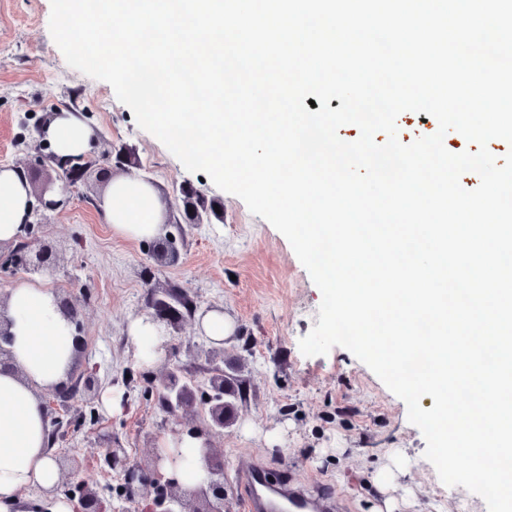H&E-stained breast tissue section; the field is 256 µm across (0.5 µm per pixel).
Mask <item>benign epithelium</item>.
<instances>
[{"instance_id": "1", "label": "benign epithelium", "mask_w": 512, "mask_h": 512, "mask_svg": "<svg viewBox=\"0 0 512 512\" xmlns=\"http://www.w3.org/2000/svg\"><path fill=\"white\" fill-rule=\"evenodd\" d=\"M55 267L52 253L41 245L31 249V242L19 241L13 245H0V274L22 268L30 273H42ZM64 316L74 325L75 333H80L78 322V296L58 299ZM148 307L152 310L151 317L168 325L175 324L182 318L179 302L171 290H153ZM12 338L4 319L0 316V369L12 365L10 345ZM197 354L213 363V369L207 378L206 386H201L192 379L185 377L181 369L167 365L159 379L156 395L162 410L168 416L183 420L190 407L197 405L199 410L195 417L183 420V427L175 429L172 434L180 436L184 433L204 439L202 453L207 465L208 478L205 484L192 492L183 491L173 477L163 479L160 467L165 456L161 450L155 452V468L141 470L137 467L125 470L126 492L133 498L144 490L153 495L151 507L146 512H229L227 495L224 489V458L212 444V438L224 434V384L231 378L224 374V347L221 343H202L196 347ZM73 397L70 387L55 391V399L44 402L47 416L51 417L53 429L51 442H56L61 429L76 430L86 423V415L75 411L68 420L57 416L60 406H65ZM77 512H105L99 493L88 486L78 488Z\"/></svg>"}]
</instances>
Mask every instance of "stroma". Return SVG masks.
I'll return each instance as SVG.
<instances>
[{"mask_svg": "<svg viewBox=\"0 0 512 512\" xmlns=\"http://www.w3.org/2000/svg\"><path fill=\"white\" fill-rule=\"evenodd\" d=\"M50 14L51 0H0V164L22 170L33 193L46 187L63 199L34 234L58 256L52 288L84 295L78 321L85 347L68 382L77 388L74 405L95 420L53 446L64 466L60 483L76 473L108 512H141L145 497H126L125 472L109 466L103 450L118 448L127 464L152 468L154 439L176 425L157 402L156 378L172 362L206 380L211 365L193 347L204 339L201 316L218 310L234 326L224 340V370L243 389L233 425L213 440L224 454L227 492L235 490L240 463L257 460L275 474L289 468L299 483L329 485L338 512H382L389 499L398 512H437L441 505L487 512L479 496L440 481L405 403L367 365L340 346L319 356L301 353L322 295L289 241L239 197L188 172L137 125L108 83L70 67L51 36ZM57 112L73 113L95 135L84 178L73 187L58 181L53 150L39 134ZM126 174L159 190L176 261L164 256L161 238L113 235L102 204L112 179ZM185 189L204 201L202 223L187 219ZM157 288L183 292L189 306L167 329L159 358L146 364L127 326L147 314ZM88 373L97 379L92 393L78 386ZM108 395L121 398V411L105 408ZM386 466L399 471L390 486L376 479Z\"/></svg>", "mask_w": 512, "mask_h": 512, "instance_id": "stroma-1", "label": "stroma"}]
</instances>
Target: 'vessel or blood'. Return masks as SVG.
<instances>
[{
  "instance_id": "1",
  "label": "vessel or blood",
  "mask_w": 512,
  "mask_h": 512,
  "mask_svg": "<svg viewBox=\"0 0 512 512\" xmlns=\"http://www.w3.org/2000/svg\"><path fill=\"white\" fill-rule=\"evenodd\" d=\"M236 497L244 512H335V493L327 485L304 486L292 471L278 476L258 463L240 467L235 476Z\"/></svg>"
}]
</instances>
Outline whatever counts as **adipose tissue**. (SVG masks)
<instances>
[{
    "instance_id": "1",
    "label": "adipose tissue",
    "mask_w": 512,
    "mask_h": 512,
    "mask_svg": "<svg viewBox=\"0 0 512 512\" xmlns=\"http://www.w3.org/2000/svg\"><path fill=\"white\" fill-rule=\"evenodd\" d=\"M44 135L61 158L86 154L94 141L92 130L69 112L50 117ZM31 204L32 191L24 173L0 165V242L22 236L23 226L31 218ZM104 209L118 236L153 238L162 232L164 208L158 191L142 179H113ZM5 316L13 336L15 367L0 372V512H22V490L34 484L49 488L58 480L57 466L47 451L49 426L40 392L66 381L75 338L44 276L10 289ZM160 445L182 453L184 460L177 468V477L184 489L203 484L202 440L168 436Z\"/></svg>"
}]
</instances>
